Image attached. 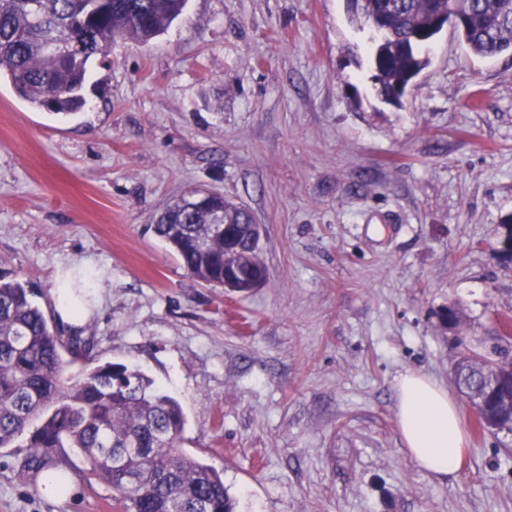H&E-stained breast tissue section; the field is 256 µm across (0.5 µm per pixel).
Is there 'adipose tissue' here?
<instances>
[{"instance_id":"obj_1","label":"adipose tissue","mask_w":512,"mask_h":512,"mask_svg":"<svg viewBox=\"0 0 512 512\" xmlns=\"http://www.w3.org/2000/svg\"><path fill=\"white\" fill-rule=\"evenodd\" d=\"M395 392L399 429L413 460L436 477L455 474L467 452L457 401L412 370L396 377Z\"/></svg>"}]
</instances>
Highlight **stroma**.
Listing matches in <instances>:
<instances>
[{
  "label": "stroma",
  "instance_id": "obj_1",
  "mask_svg": "<svg viewBox=\"0 0 512 512\" xmlns=\"http://www.w3.org/2000/svg\"><path fill=\"white\" fill-rule=\"evenodd\" d=\"M429 56L392 105L346 0H187L160 36L90 60L77 115L0 77V269L52 319L55 276L87 268L91 365L179 402L181 448L237 512H512V434L463 406L468 450L442 481L398 426L400 372L457 394L459 347L491 351L512 318V54L445 30ZM198 185L252 211L261 288L199 283L153 233ZM27 453L0 448V512H122L73 451L72 493L48 498Z\"/></svg>",
  "mask_w": 512,
  "mask_h": 512
}]
</instances>
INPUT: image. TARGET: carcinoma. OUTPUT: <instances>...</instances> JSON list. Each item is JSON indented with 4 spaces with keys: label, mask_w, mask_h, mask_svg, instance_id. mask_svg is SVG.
Masks as SVG:
<instances>
[{
    "label": "carcinoma",
    "mask_w": 512,
    "mask_h": 512,
    "mask_svg": "<svg viewBox=\"0 0 512 512\" xmlns=\"http://www.w3.org/2000/svg\"><path fill=\"white\" fill-rule=\"evenodd\" d=\"M187 0H0V74L32 107L56 114L84 110L82 89L98 40L147 43L182 14ZM460 16L454 31L479 58L512 53V0H360L353 17L382 21L385 44L375 51L378 94L393 98L411 71L429 64L407 51L415 35L428 41L436 20ZM74 42L50 52L47 42ZM245 205L193 188L157 215L154 232L197 281L248 293L267 279L260 235ZM34 291L0 270V448L25 438L23 468L46 471L61 487L66 449L78 451L88 472L120 496L125 512H236L222 473L178 448L186 424L180 404L138 370L105 362L66 376L87 359V343L63 339L33 300ZM69 359H64V356ZM457 384L479 409L497 401L486 375L506 370L498 358L460 351Z\"/></svg>",
    "instance_id": "1"
}]
</instances>
